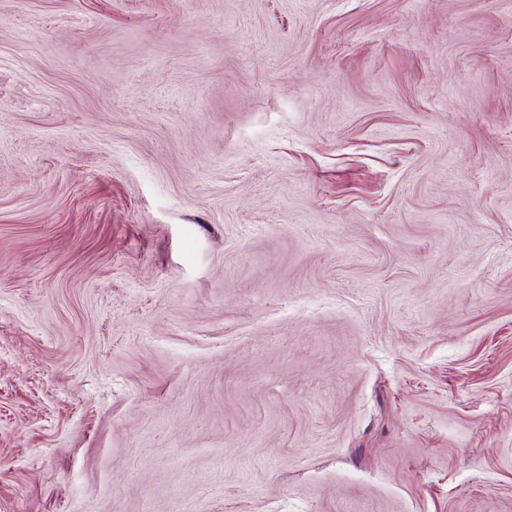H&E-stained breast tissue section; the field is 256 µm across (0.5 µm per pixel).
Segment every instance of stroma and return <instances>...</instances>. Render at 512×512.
<instances>
[{"mask_svg":"<svg viewBox=\"0 0 512 512\" xmlns=\"http://www.w3.org/2000/svg\"><path fill=\"white\" fill-rule=\"evenodd\" d=\"M0 512H512V0H0Z\"/></svg>","mask_w":512,"mask_h":512,"instance_id":"35a3bbf8","label":"stroma"}]
</instances>
